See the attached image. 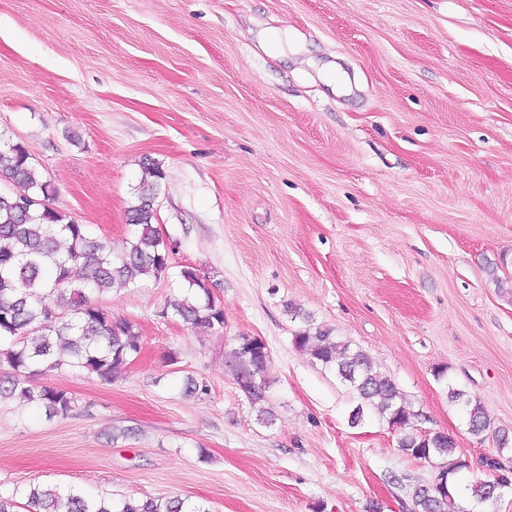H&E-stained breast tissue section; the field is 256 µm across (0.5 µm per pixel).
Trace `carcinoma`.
<instances>
[{
  "label": "carcinoma",
  "instance_id": "cac0c4a2",
  "mask_svg": "<svg viewBox=\"0 0 512 512\" xmlns=\"http://www.w3.org/2000/svg\"><path fill=\"white\" fill-rule=\"evenodd\" d=\"M142 166L150 179L143 181L127 211V221L137 231L129 247L115 255L105 242L89 237L86 225L48 205L49 184L38 179L22 145H0V182L20 188L16 193L0 192V365L11 369V375L0 379V398L18 395L50 418L66 416L74 408V398L56 386L34 383L32 376L83 370L111 383L140 353L134 325L113 319L93 297L127 288L143 277L157 279L169 269L172 249L157 227L155 206L165 174L152 159H143ZM180 277L187 291L169 303L172 313L194 329L224 327V307L210 289L208 273L185 266ZM288 312L306 324L293 336L296 348L335 371L352 388L356 405L349 413L350 426L361 424L365 412L372 411L400 431L398 448L405 455L436 461L438 479L412 489L414 512H456L459 478L469 465L455 443L441 432L415 431L411 426L415 414L399 387L377 370L365 352L337 340L333 329L314 325L302 309L290 306ZM251 345L257 386L245 395L259 420L269 422L273 414L263 378L267 347L241 336L230 357L239 360ZM448 400L462 407L471 435L481 439L492 432L500 451L512 445L508 429L491 428L478 399L450 385ZM466 490L476 508L493 500L488 480L476 481ZM25 497L29 512H203L186 508L177 497L116 501L107 495L85 497L36 486L26 490Z\"/></svg>",
  "mask_w": 512,
  "mask_h": 512
}]
</instances>
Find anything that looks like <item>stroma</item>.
<instances>
[{"label": "stroma", "mask_w": 512, "mask_h": 512, "mask_svg": "<svg viewBox=\"0 0 512 512\" xmlns=\"http://www.w3.org/2000/svg\"><path fill=\"white\" fill-rule=\"evenodd\" d=\"M0 136L117 254L152 158L175 246L165 275L98 299L141 336L119 379L48 375L74 398L65 417L0 399L16 512L38 484L205 512H412L434 468L376 414L349 425L353 395L295 347L291 304L395 381L414 428L455 439L466 481L489 479L500 451L448 389L512 430V0H0ZM186 266L212 276L223 328L168 312ZM240 336L268 348L272 424L225 367ZM448 400L455 405H460L465 413L468 432L482 439L491 430V422L482 403L468 395L464 390L449 387Z\"/></svg>", "instance_id": "35a3bbf8"}]
</instances>
